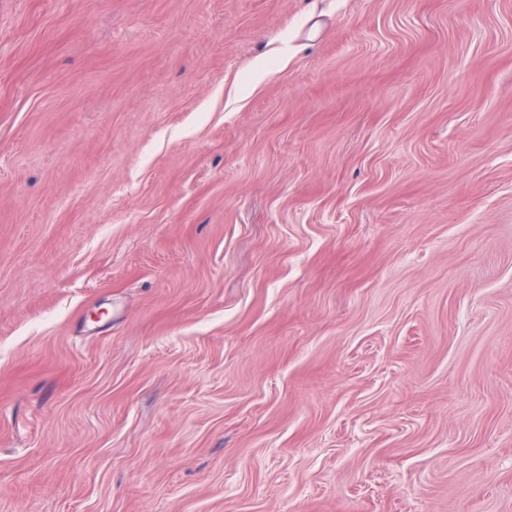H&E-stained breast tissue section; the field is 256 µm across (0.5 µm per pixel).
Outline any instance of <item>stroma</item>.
Listing matches in <instances>:
<instances>
[{
    "mask_svg": "<svg viewBox=\"0 0 512 512\" xmlns=\"http://www.w3.org/2000/svg\"><path fill=\"white\" fill-rule=\"evenodd\" d=\"M0 512H512V0H0Z\"/></svg>",
    "mask_w": 512,
    "mask_h": 512,
    "instance_id": "35a3bbf8",
    "label": "stroma"
}]
</instances>
